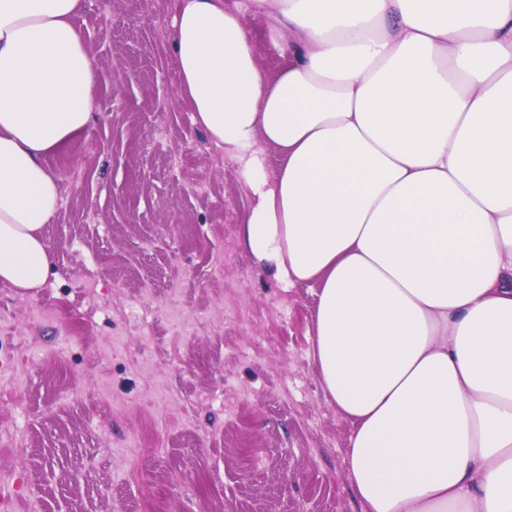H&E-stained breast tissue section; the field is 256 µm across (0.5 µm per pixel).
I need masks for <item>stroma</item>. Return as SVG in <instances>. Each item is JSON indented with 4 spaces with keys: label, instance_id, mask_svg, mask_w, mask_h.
Here are the masks:
<instances>
[{
    "label": "stroma",
    "instance_id": "stroma-1",
    "mask_svg": "<svg viewBox=\"0 0 512 512\" xmlns=\"http://www.w3.org/2000/svg\"><path fill=\"white\" fill-rule=\"evenodd\" d=\"M174 0H83L88 128L46 163L51 269L0 284V486L19 512H359L311 356L318 287L257 268L237 166L178 96Z\"/></svg>",
    "mask_w": 512,
    "mask_h": 512
}]
</instances>
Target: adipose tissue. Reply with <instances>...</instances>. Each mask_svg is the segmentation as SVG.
<instances>
[{
    "instance_id": "obj_1",
    "label": "adipose tissue",
    "mask_w": 512,
    "mask_h": 512,
    "mask_svg": "<svg viewBox=\"0 0 512 512\" xmlns=\"http://www.w3.org/2000/svg\"><path fill=\"white\" fill-rule=\"evenodd\" d=\"M80 6L0 0V282L22 292L51 264L45 159L92 115ZM250 14L288 45L276 72ZM172 45L249 190L243 246L319 286L361 512H512V0H176Z\"/></svg>"
}]
</instances>
